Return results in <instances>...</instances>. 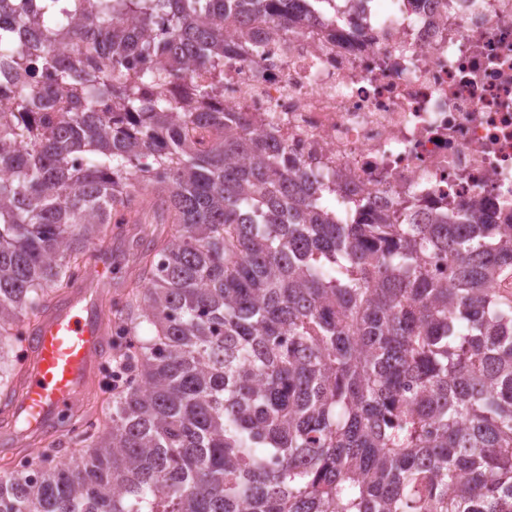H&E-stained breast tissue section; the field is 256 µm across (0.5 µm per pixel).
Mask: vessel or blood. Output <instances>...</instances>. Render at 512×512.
<instances>
[{"mask_svg": "<svg viewBox=\"0 0 512 512\" xmlns=\"http://www.w3.org/2000/svg\"><path fill=\"white\" fill-rule=\"evenodd\" d=\"M107 291H80L45 316L26 350L23 383L12 407L29 432L55 430L64 410L90 391L95 364L106 347L103 323Z\"/></svg>", "mask_w": 512, "mask_h": 512, "instance_id": "obj_1", "label": "vessel or blood"}]
</instances>
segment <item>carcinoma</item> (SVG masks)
<instances>
[{
	"label": "carcinoma",
	"instance_id": "1",
	"mask_svg": "<svg viewBox=\"0 0 512 512\" xmlns=\"http://www.w3.org/2000/svg\"><path fill=\"white\" fill-rule=\"evenodd\" d=\"M309 2L0 0V414L31 325L149 226L120 374L0 471V512H512V223L346 219L224 110V56Z\"/></svg>",
	"mask_w": 512,
	"mask_h": 512
}]
</instances>
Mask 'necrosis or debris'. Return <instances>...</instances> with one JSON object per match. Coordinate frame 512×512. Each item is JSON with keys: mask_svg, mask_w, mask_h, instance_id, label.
<instances>
[{"mask_svg": "<svg viewBox=\"0 0 512 512\" xmlns=\"http://www.w3.org/2000/svg\"><path fill=\"white\" fill-rule=\"evenodd\" d=\"M327 20L225 56V108L364 214L512 215V0H340Z\"/></svg>", "mask_w": 512, "mask_h": 512, "instance_id": "1", "label": "necrosis or debris"}]
</instances>
